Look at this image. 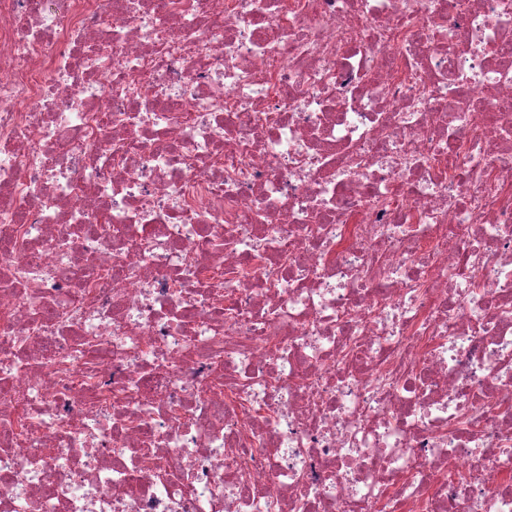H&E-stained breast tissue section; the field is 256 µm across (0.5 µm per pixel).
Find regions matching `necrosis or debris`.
Here are the masks:
<instances>
[{"label": "necrosis or debris", "instance_id": "1", "mask_svg": "<svg viewBox=\"0 0 512 512\" xmlns=\"http://www.w3.org/2000/svg\"><path fill=\"white\" fill-rule=\"evenodd\" d=\"M0 512H512V0H0Z\"/></svg>", "mask_w": 512, "mask_h": 512}]
</instances>
